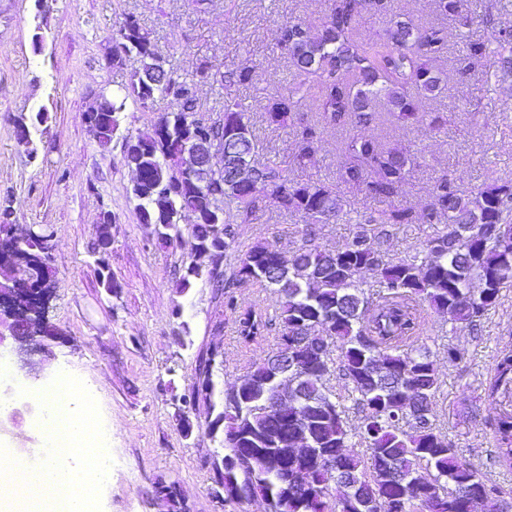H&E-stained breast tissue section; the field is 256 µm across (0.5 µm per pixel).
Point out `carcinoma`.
Listing matches in <instances>:
<instances>
[{"mask_svg":"<svg viewBox=\"0 0 512 512\" xmlns=\"http://www.w3.org/2000/svg\"><path fill=\"white\" fill-rule=\"evenodd\" d=\"M441 22L418 26L403 13L394 15L377 40L358 37L363 15H387L392 0H331L321 30L313 33L297 19L282 23L275 42L301 75L321 84L316 112L321 124L336 130L367 126L381 113L398 125H417L432 133L447 123L441 112L427 111L422 102L439 97L447 82L441 67L448 57L446 21L467 26L465 0H434ZM115 51L138 63L128 82L112 92V130L127 102L148 111L158 100L168 109L158 113L154 126L167 131V140L152 135L125 137L123 162L135 171L149 167L150 178L132 189L139 219L156 226L160 244L180 237L185 213L194 218L193 235L204 237L219 226L224 252L237 248L238 225L224 220L233 209L246 223L256 206V189H269L267 199L280 211L299 215L309 225L306 240L288 256L275 246L258 242L226 263L211 261L207 281L224 294L235 314L238 335L245 345L264 333L275 332L277 347L288 339L310 336L300 367L288 373L286 413L269 410L268 401L281 383L274 378L273 357L253 363L231 386L219 390L214 381L218 353L206 354L199 364L197 390L188 397L193 407L220 418L224 455L236 449L230 471L213 465V479L237 490L225 502L241 503L260 497L267 512H468L478 501L486 512H501L499 488L473 465L462 460L448 435L437 431L430 418L413 416L417 400L434 401L438 372L426 349L407 343L417 334L415 307L426 303L461 325L473 328L496 307L502 288L512 283V184L467 187L448 176L438 178L432 203L421 213L393 207L366 220L343 247L314 244L316 224H328L341 211L336 189L323 183L301 184L288 178L276 163L257 159V145L238 87L253 80L247 67H224L200 76H169L165 84L149 85L144 74L165 69L152 32L129 14L112 33ZM512 42V31L492 28L488 39H471L458 58L463 75L484 66L512 69V50L494 52ZM206 80L223 91L215 114L203 116L200 131L224 142V157L213 163L206 184L187 185L179 179L173 160L174 144L188 133V113L200 112L199 83ZM306 106L303 85L286 95L267 99L265 122L286 128L300 120ZM320 149L317 128L303 127L294 161L306 165ZM342 181L370 197L395 198L410 177L416 157L404 147L387 148L359 135L345 143ZM250 161L251 178L232 177L236 159ZM444 224L426 240L425 254L398 261L385 259L379 224ZM21 249L35 255L25 266L20 285L52 276L50 247L26 241ZM278 259L286 279L271 280L267 264ZM371 270L379 276V299L372 302L357 278ZM478 279L481 291L471 292ZM257 284L276 296L275 315L238 305L231 289ZM347 381L340 396L328 387L334 371ZM512 378V342L499 349L488 395L504 376ZM364 412L357 436L364 449L349 450L346 402ZM494 439L498 461L512 468V417L497 419Z\"/></svg>","mask_w":512,"mask_h":512,"instance_id":"1","label":"carcinoma"}]
</instances>
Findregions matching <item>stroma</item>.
Segmentation results:
<instances>
[{
  "mask_svg": "<svg viewBox=\"0 0 512 512\" xmlns=\"http://www.w3.org/2000/svg\"><path fill=\"white\" fill-rule=\"evenodd\" d=\"M327 0H209L197 11L191 0H53L39 12L35 0H0V203L11 205L12 223L46 224L55 288L48 313L58 329L50 339L52 356L39 375L22 371L17 355L0 357V369L23 384L28 401L48 390L58 371L79 378L98 405L105 445L112 450V474L100 495L101 512H265L262 500L226 504L212 493L213 458L223 456L222 438L211 435L205 409L188 411L182 403L199 381V360L219 351V387L232 385L247 368L274 348V336L245 347L234 316L224 308L206 278L181 289L192 256V216L180 221L181 239L161 246L154 225L139 219L130 193L133 172L122 161V139L147 134L156 112L134 108L120 116L109 148L90 136L85 116L98 90L125 83L130 66L109 62L112 32L123 14L134 13L150 29L169 68L185 75L203 67H252L256 77L238 97L251 110L259 157L286 169L298 182L334 185L342 203L335 221L316 227L315 243L334 249L348 242L360 222L390 209L392 203L352 190L339 178L345 131L321 130L322 147L306 164L294 162L300 126H267L259 110L266 98L287 93L298 76L275 45L277 27L299 18L319 31ZM470 27L448 26V59L442 67L447 89L426 101L430 111L447 113L448 122L427 134L417 126H396L380 119L358 128L360 136L385 145H405L419 165L396 202L423 210L441 175L465 185L485 187L512 180V73L489 75L485 68L459 76L456 60L470 38L485 36L483 18L512 27V0H466ZM47 109L49 120L21 143L14 120ZM260 201L247 223L235 211L224 219L236 224L240 248L269 242L286 253L298 249L306 226L298 216L277 211L259 190ZM111 212L112 244L107 269L97 264L101 212ZM384 248L404 259L422 250L433 231L428 224L386 225ZM109 271L113 289L102 284ZM419 347L427 348L441 380L430 419L447 433L461 455L503 492L512 512V468L497 461L491 422L512 413V382L495 396L487 388L497 351L512 340V286L474 328L425 307ZM456 348L461 361L448 360ZM468 407L457 423L453 407ZM190 417L192 433L182 428Z\"/></svg>",
  "mask_w": 512,
  "mask_h": 512,
  "instance_id": "35a3bbf8",
  "label": "stroma"
}]
</instances>
